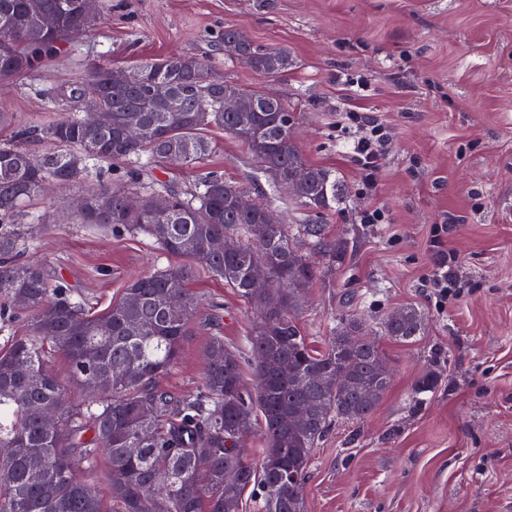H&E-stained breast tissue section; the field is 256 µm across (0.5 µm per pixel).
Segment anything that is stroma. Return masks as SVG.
<instances>
[{
	"mask_svg": "<svg viewBox=\"0 0 512 512\" xmlns=\"http://www.w3.org/2000/svg\"><path fill=\"white\" fill-rule=\"evenodd\" d=\"M99 11L90 36L0 90V113L38 130L77 112L68 88L90 65L203 60L224 80L288 102L303 158L346 188L322 223L352 251L313 283L299 310L313 346L324 348L331 321L345 313L374 323L412 306L424 317L418 341L383 339L392 380L374 413L332 423L315 449L305 512H512V0H99ZM228 25L255 45L286 49L291 67L270 75L229 63L220 42ZM346 110L394 133L370 196L359 192L350 136L336 128ZM203 135L210 166L260 199L246 147L218 128ZM96 171L92 164L73 184H48L27 203L44 229L24 258L101 310L132 281L180 260L147 235L92 230L77 214L61 215L64 201L94 186ZM367 207L381 209L385 223H361ZM438 224L471 284L442 308L424 286ZM189 286L199 299L192 332L163 380L175 392L202 383L211 314L237 346L257 320L207 270L196 269ZM435 349L437 382L413 399Z\"/></svg>",
	"mask_w": 512,
	"mask_h": 512,
	"instance_id": "1",
	"label": "stroma"
}]
</instances>
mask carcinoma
Masks as SVG:
<instances>
[{
    "label": "carcinoma",
    "mask_w": 512,
    "mask_h": 512,
    "mask_svg": "<svg viewBox=\"0 0 512 512\" xmlns=\"http://www.w3.org/2000/svg\"><path fill=\"white\" fill-rule=\"evenodd\" d=\"M31 0H0V84L37 71L55 49L93 31L97 23L81 9L82 0H41L57 16L53 30L43 27ZM224 58L258 72L280 74L292 60L285 49H263L233 26L224 28ZM139 79L108 85L111 69L90 67L71 92L85 105L112 114L106 127L87 124L85 116L67 115L41 129L51 148L36 157L26 143L33 131L0 113V320L27 318L26 334L11 338L0 351V512H107L95 484L81 476L103 460L110 502L118 512H239L246 490L262 512H304V479L315 448L333 421L360 422L378 406L390 386L380 373L386 355L379 338L413 343L424 335V319L413 307L388 313L371 324L342 316L329 327L328 342L318 351L301 331L290 301L349 251L342 238L329 240L320 220L333 208L342 188L333 171L307 163L296 149L295 114L284 101L254 97V111H224V79L209 65L186 56L166 57L137 66ZM174 89L168 103L155 98L154 85ZM209 111L202 124L197 114ZM141 126L130 140L124 127ZM224 129L257 162L251 181L266 180L263 201L249 211L234 206L243 187L208 166L211 145L201 131ZM176 154L183 165L199 169L185 192L163 182L145 185L149 169ZM127 164L123 182L112 184V171L99 170L98 188L84 197L89 208L81 223L114 232H142L165 254L185 264L158 269L126 289V299L102 311L73 301L67 288L52 282L37 265L20 262L28 239L41 229L25 222V204L48 182L69 185L80 179L87 161ZM301 174L306 211L295 232L265 222V211L279 202L281 182ZM146 201L128 208L132 190ZM169 199V211L155 212L152 198ZM236 239L232 254L211 250L217 238ZM307 244L322 258L318 265L294 244ZM270 264L257 281L253 267ZM224 280L244 301L259 308L258 320L243 347L215 333L203 349L202 387L179 394L162 385L177 365L198 299L187 288L192 267ZM183 307L172 311V301ZM67 362L72 380L102 393L82 405L66 400L65 387L46 364L47 350ZM252 367L247 385L244 366ZM310 410L307 424L289 425L295 407ZM57 415L45 425L39 410ZM261 429L263 462L255 468L249 449L238 448L236 432ZM131 448L140 452L132 455ZM235 473L227 484L224 475Z\"/></svg>",
    "instance_id": "obj_1"
}]
</instances>
